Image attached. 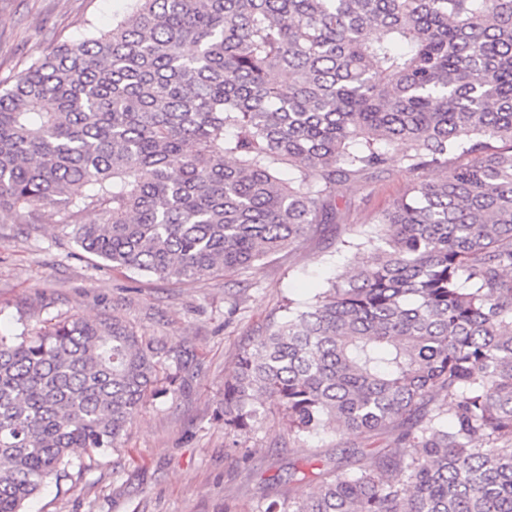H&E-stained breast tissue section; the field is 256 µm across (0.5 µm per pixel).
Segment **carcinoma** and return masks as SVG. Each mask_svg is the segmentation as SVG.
<instances>
[{
    "label": "carcinoma",
    "instance_id": "carcinoma-1",
    "mask_svg": "<svg viewBox=\"0 0 512 512\" xmlns=\"http://www.w3.org/2000/svg\"><path fill=\"white\" fill-rule=\"evenodd\" d=\"M124 2L0 88V213L62 206L114 267L216 277L338 223L336 187L409 144L422 179L242 350L218 417L250 431L264 396L294 442L405 449L257 512H512V0ZM182 368L118 315L0 335V512L116 451Z\"/></svg>",
    "mask_w": 512,
    "mask_h": 512
}]
</instances>
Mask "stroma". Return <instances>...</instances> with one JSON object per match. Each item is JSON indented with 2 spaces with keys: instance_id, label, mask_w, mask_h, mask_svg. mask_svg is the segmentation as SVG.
Instances as JSON below:
<instances>
[{
  "instance_id": "stroma-1",
  "label": "stroma",
  "mask_w": 512,
  "mask_h": 512,
  "mask_svg": "<svg viewBox=\"0 0 512 512\" xmlns=\"http://www.w3.org/2000/svg\"><path fill=\"white\" fill-rule=\"evenodd\" d=\"M122 0H0V82L11 81L56 43L80 38L87 21L103 29ZM420 179L394 162L381 178L339 186L340 221L239 274L172 283L115 270L59 229L60 208L28 222L0 213V333L15 334L64 316L118 314L143 339L182 353L184 382L147 398L119 448L86 471L76 490L48 485L28 512H255L263 494L314 492L353 435L335 431L289 441L279 415L229 435L216 417L224 378L243 347L278 315L284 297L324 287L352 260L338 239L370 232L379 212Z\"/></svg>"
}]
</instances>
